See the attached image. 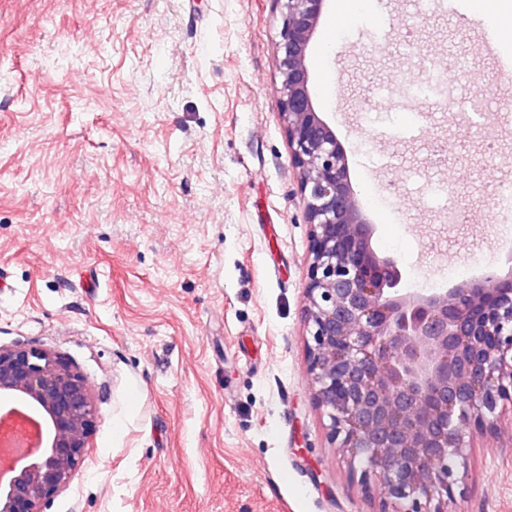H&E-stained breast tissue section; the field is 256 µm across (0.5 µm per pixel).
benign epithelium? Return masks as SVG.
<instances>
[{
	"label": "benign epithelium",
	"instance_id": "1",
	"mask_svg": "<svg viewBox=\"0 0 512 512\" xmlns=\"http://www.w3.org/2000/svg\"><path fill=\"white\" fill-rule=\"evenodd\" d=\"M280 118L310 226L303 289L314 407L378 512H451L474 437L512 404V277L490 265L443 292L398 288L372 247L347 155L315 112L308 57L326 0H276ZM0 393L47 419L43 445L0 479V512H42L71 482L94 407L87 379L35 344L0 346Z\"/></svg>",
	"mask_w": 512,
	"mask_h": 512
}]
</instances>
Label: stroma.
I'll list each match as a JSON object with an SVG mask.
<instances>
[{
    "mask_svg": "<svg viewBox=\"0 0 512 512\" xmlns=\"http://www.w3.org/2000/svg\"><path fill=\"white\" fill-rule=\"evenodd\" d=\"M327 0L313 101L349 163L400 286L512 268L489 179L512 184V77L483 53L497 19L406 0ZM276 0H0V345L50 348L95 416L70 486L43 512H376L311 400L302 321L309 226L280 119ZM469 59L474 131L427 100L364 123ZM448 161L428 162L433 140ZM436 242L434 252L423 243ZM462 512H512V425L474 440Z\"/></svg>",
    "mask_w": 512,
    "mask_h": 512,
    "instance_id": "35a3bbf8",
    "label": "stroma"
}]
</instances>
